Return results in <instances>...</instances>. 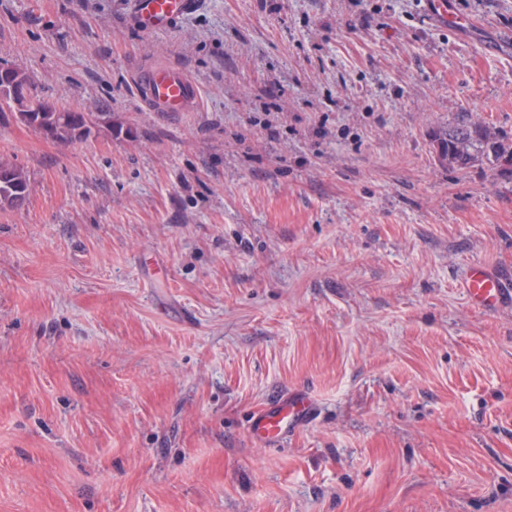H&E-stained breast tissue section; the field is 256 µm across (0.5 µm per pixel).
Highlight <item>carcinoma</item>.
I'll list each match as a JSON object with an SVG mask.
<instances>
[{
    "mask_svg": "<svg viewBox=\"0 0 512 512\" xmlns=\"http://www.w3.org/2000/svg\"><path fill=\"white\" fill-rule=\"evenodd\" d=\"M40 126L51 132V138L73 142L86 138L91 130L78 132L86 118L83 112L61 111L48 102L38 104ZM437 156L440 162L464 169L476 161H486L493 166L512 165V140L495 137L479 124H460L447 132L435 134ZM29 184L26 174L17 166L0 162V205L16 208L26 201Z\"/></svg>",
    "mask_w": 512,
    "mask_h": 512,
    "instance_id": "cac0c4a2",
    "label": "carcinoma"
}]
</instances>
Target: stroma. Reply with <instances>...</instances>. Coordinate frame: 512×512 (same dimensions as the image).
<instances>
[{
  "label": "stroma",
  "instance_id": "1",
  "mask_svg": "<svg viewBox=\"0 0 512 512\" xmlns=\"http://www.w3.org/2000/svg\"><path fill=\"white\" fill-rule=\"evenodd\" d=\"M0 0V67L89 113L43 136L0 100V512H512V0ZM156 62L200 86L149 111ZM302 390L309 426L256 441ZM194 0H139L136 14L148 31H165L175 25L194 6ZM452 0H424V11L429 21L437 26H448L455 19ZM437 156L441 163L464 169L476 161L498 166L512 165V140L491 136L480 124H460L448 128V133L435 134ZM0 205L20 207L26 201L29 184L26 174L17 166L0 162ZM463 288L470 302L484 310H494L508 299L512 302V279L511 282L507 281L485 265H474L467 269ZM315 409L313 399L306 393L288 392L252 416L251 436L266 443L276 442L289 430L303 426L313 416Z\"/></svg>",
  "mask_w": 512,
  "mask_h": 512
}]
</instances>
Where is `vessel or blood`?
<instances>
[{
    "label": "vessel or blood",
    "instance_id": "b4317fda",
    "mask_svg": "<svg viewBox=\"0 0 512 512\" xmlns=\"http://www.w3.org/2000/svg\"><path fill=\"white\" fill-rule=\"evenodd\" d=\"M193 6V0H139L136 14L145 30L165 31ZM424 11L429 21L438 26L455 19L451 0H424ZM138 86L142 100L155 112H189L199 98L197 84L180 68L168 64L147 67L138 76ZM463 286L470 302L488 311L512 300V281L483 265L467 269ZM314 412L313 399L304 392L293 391L253 415L250 433L256 440L272 443L289 430L303 426Z\"/></svg>",
    "mask_w": 512,
    "mask_h": 512
}]
</instances>
